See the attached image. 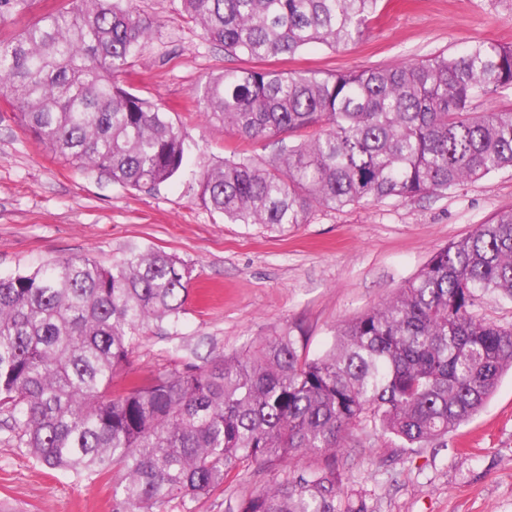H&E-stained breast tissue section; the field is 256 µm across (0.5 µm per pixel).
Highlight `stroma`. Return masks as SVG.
<instances>
[{
    "instance_id": "35a3bbf8",
    "label": "stroma",
    "mask_w": 512,
    "mask_h": 512,
    "mask_svg": "<svg viewBox=\"0 0 512 512\" xmlns=\"http://www.w3.org/2000/svg\"><path fill=\"white\" fill-rule=\"evenodd\" d=\"M152 33L133 56L126 86L159 105L192 149L172 181L146 192L125 189L49 153L0 103V276L30 273L64 256L111 265L132 248L174 254L192 269L189 300L176 323L152 327L131 357L130 374L215 359L293 330L316 354L332 331L395 295L436 249L512 210V170L465 183L448 195L313 208L307 223L284 229L229 224L198 198V175L236 152L270 150L210 126L194 88L226 69L253 68L225 54L181 15L178 0H134ZM383 12L348 48L321 44L268 69L332 73L394 67L490 40L512 46V13L491 0H383ZM358 447L336 455L345 494L374 512H512V371L475 416L448 437L410 448L359 426ZM0 429V507L7 512H112L115 476L53 471ZM266 477L234 473L196 512H230Z\"/></svg>"
}]
</instances>
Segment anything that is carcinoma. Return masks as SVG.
Returning <instances> with one entry per match:
<instances>
[{
  "label": "carcinoma",
  "mask_w": 512,
  "mask_h": 512,
  "mask_svg": "<svg viewBox=\"0 0 512 512\" xmlns=\"http://www.w3.org/2000/svg\"><path fill=\"white\" fill-rule=\"evenodd\" d=\"M31 0H0V23ZM210 43L251 60L358 41L381 0H179ZM133 0H62L0 40V101L49 152L124 188L151 191L184 167L167 113L119 76L148 39ZM512 90V46L331 74L226 69L193 92L197 111L252 141L200 174L199 200L232 224H303L314 206L451 194L512 169V110L474 111ZM192 270L161 250L105 267L62 257L0 276V414L8 440L77 476L119 473L121 512H196L254 464L271 478L235 512H370L344 498L336 453L369 420L404 445L439 440L476 414L512 369V326L481 319L512 302V210L435 250L397 294L335 329L320 354L285 330L208 366L112 388L142 335L184 310ZM308 453L323 466L281 464ZM481 317L487 321L494 322L503 327L512 325V303L498 301L493 298H485L478 309Z\"/></svg>",
  "instance_id": "cac0c4a2"
}]
</instances>
